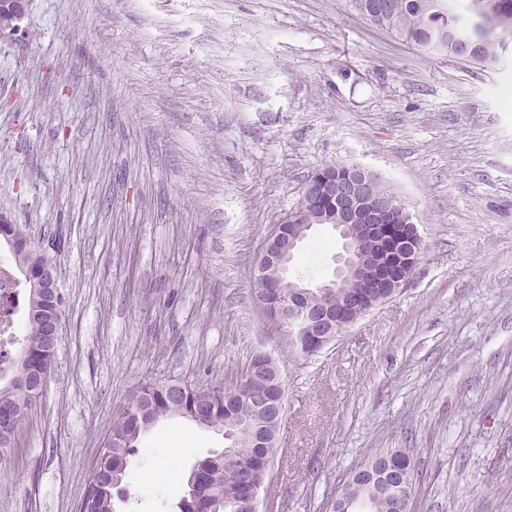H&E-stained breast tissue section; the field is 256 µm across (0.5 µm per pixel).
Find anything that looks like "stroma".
Listing matches in <instances>:
<instances>
[{"label":"stroma","mask_w":512,"mask_h":512,"mask_svg":"<svg viewBox=\"0 0 512 512\" xmlns=\"http://www.w3.org/2000/svg\"><path fill=\"white\" fill-rule=\"evenodd\" d=\"M512 64L429 56L352 0H28L0 41V210L56 238L62 339L0 459V512H76L139 385L277 363L284 414L260 512H321L375 449H407L412 512H512ZM414 207L413 279L314 356L255 299L265 237L328 163ZM313 228L289 269L317 283ZM221 433L140 441L115 512H175ZM174 461L180 481H150Z\"/></svg>","instance_id":"obj_1"}]
</instances>
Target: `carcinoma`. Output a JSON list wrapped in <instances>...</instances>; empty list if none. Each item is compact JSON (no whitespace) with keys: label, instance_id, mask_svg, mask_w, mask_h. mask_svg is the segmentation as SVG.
Masks as SVG:
<instances>
[{"label":"carcinoma","instance_id":"1","mask_svg":"<svg viewBox=\"0 0 512 512\" xmlns=\"http://www.w3.org/2000/svg\"><path fill=\"white\" fill-rule=\"evenodd\" d=\"M371 2L353 0L355 9L369 21L428 55L493 68L501 62L505 36H512L490 20L483 23L472 49L450 35L454 28L473 29L470 15L500 10L512 13V0H390V9L384 14L367 7ZM11 252L22 274L32 272L37 259L31 251L13 247ZM27 300V323L12 361V381L10 386L0 388V415L23 414L36 403L38 395L32 393L31 386L41 379L48 380L55 354L51 321L63 316L62 292L57 288L47 297L30 286ZM249 363L267 379L245 390L232 383L214 386L203 394L201 387L184 380L142 386L143 404L128 406L120 413L105 439L102 459L90 467L79 512H114L113 490L124 483L140 438L161 420L174 417L222 432L225 439L233 441L194 463L186 478L187 490L177 505L179 512H241L246 491L237 472L251 469L256 483L264 484L270 469L268 461L277 448H256L247 437L232 436L229 430L240 420L261 415L275 398L284 396L280 372L271 357L255 355ZM380 464L385 465L397 489L414 485L411 459L405 451L383 448L367 458L366 468ZM347 491L356 499H364L370 494L371 484L362 476H354Z\"/></svg>","mask_w":512,"mask_h":512}]
</instances>
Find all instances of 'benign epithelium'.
I'll return each instance as SVG.
<instances>
[{
	"label": "benign epithelium",
	"mask_w": 512,
	"mask_h": 512,
	"mask_svg": "<svg viewBox=\"0 0 512 512\" xmlns=\"http://www.w3.org/2000/svg\"><path fill=\"white\" fill-rule=\"evenodd\" d=\"M27 0H0V40L20 29ZM380 175L365 166L350 165L347 179L336 181L325 171H316L304 185L299 202L283 223L265 239L254 273L257 299L277 291V283L288 276V265L302 239L285 238L284 224L305 221L309 227L327 225L342 241L330 278L315 285L318 302L303 299L310 294L285 297L280 306L279 328L291 335L308 336L303 352L321 349L331 335L329 300L332 288L348 280L356 292L338 312L350 327L377 306L396 295L410 281L420 259L422 235L417 224H383L385 213L408 218L404 200L397 194L377 196L374 186Z\"/></svg>",
	"instance_id": "7a95c632"
}]
</instances>
